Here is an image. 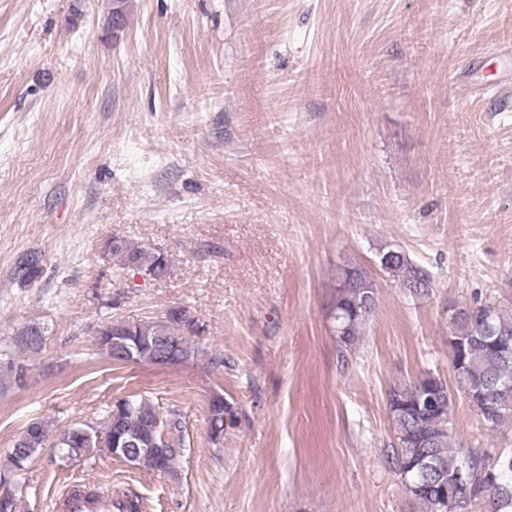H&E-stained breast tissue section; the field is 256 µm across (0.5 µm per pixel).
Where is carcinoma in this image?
I'll return each instance as SVG.
<instances>
[{
    "instance_id": "cac0c4a2",
    "label": "carcinoma",
    "mask_w": 512,
    "mask_h": 512,
    "mask_svg": "<svg viewBox=\"0 0 512 512\" xmlns=\"http://www.w3.org/2000/svg\"><path fill=\"white\" fill-rule=\"evenodd\" d=\"M112 258L122 270L132 269L153 279L166 277L171 270L170 259L161 250L137 247L127 240L110 249ZM383 270L402 282L413 296H426L431 290V275L412 263L400 249H389ZM40 258L26 256L19 261V273L25 280L35 278ZM372 276L359 265L340 269L333 300L336 336L341 349L355 346L374 316L379 290L365 296ZM189 311L180 306L169 308L164 317L129 316L112 320L95 331L100 347L97 353L113 363H149L155 365L159 356L171 357V364L185 366L195 363L203 350L197 341L201 321L191 322ZM450 337L465 344V349L448 342V353L455 376L462 383V392L476 406L485 426L494 430L512 420V392L495 391L498 381H512V348L496 349L491 342L506 339L512 343V313L487 303L468 306L448 323ZM22 352L39 353L45 343V328L32 322L14 338ZM431 387L429 374L393 387L388 404L394 415L397 448L392 464L404 481L412 500L424 512H501L512 507V449L502 450L490 461L475 448L455 447L451 432L453 396L446 393L440 413L423 417L415 403L422 392ZM224 397L215 395L209 402L208 431L216 440L224 436ZM49 420L37 419L26 425L11 441L6 457L8 466L0 472V512H20L17 476L29 469L40 450L53 437ZM173 432L181 428L180 414L172 410L163 415L146 397L122 398L113 401L104 413L92 422H75L56 436L55 447L64 450L63 457L76 460L92 449L89 436H98L107 443L118 442L117 459L138 468L171 475L175 472L176 451L171 443L156 452L150 442L158 430ZM466 479H455L458 472Z\"/></svg>"
}]
</instances>
